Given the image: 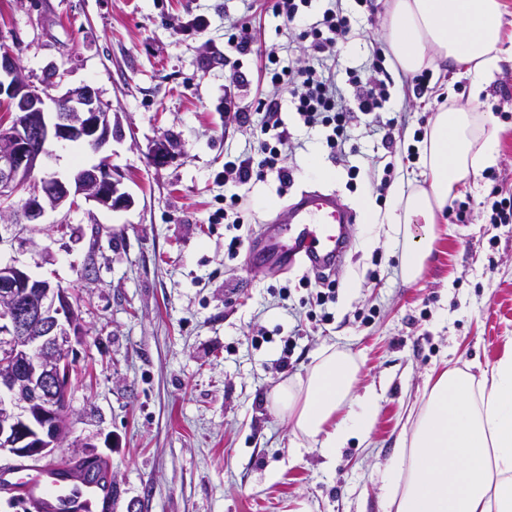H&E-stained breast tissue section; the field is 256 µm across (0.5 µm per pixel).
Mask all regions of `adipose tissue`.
Here are the masks:
<instances>
[{
  "label": "adipose tissue",
  "mask_w": 512,
  "mask_h": 512,
  "mask_svg": "<svg viewBox=\"0 0 512 512\" xmlns=\"http://www.w3.org/2000/svg\"><path fill=\"white\" fill-rule=\"evenodd\" d=\"M501 0H386L384 50L402 73L452 64L480 96L503 60L506 35ZM489 118L444 102L424 131L420 178L396 190L387 211L366 208L365 221L403 238L404 281L423 273L436 234L434 224L458 188L497 159ZM423 225L422 238L410 227ZM360 371L350 352H321L305 376L273 389L298 447L319 446L326 465L375 419L374 394L355 395ZM384 512H512V349L481 376L444 368L428 380L411 434L382 478Z\"/></svg>",
  "instance_id": "1"
}]
</instances>
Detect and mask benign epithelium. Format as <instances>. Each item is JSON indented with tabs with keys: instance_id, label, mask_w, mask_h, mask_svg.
Masks as SVG:
<instances>
[{
	"instance_id": "1",
	"label": "benign epithelium",
	"mask_w": 512,
	"mask_h": 512,
	"mask_svg": "<svg viewBox=\"0 0 512 512\" xmlns=\"http://www.w3.org/2000/svg\"><path fill=\"white\" fill-rule=\"evenodd\" d=\"M55 87V74L46 73L37 86L13 52H0V97L15 112L9 126H0V199L30 187L10 211L18 226L38 223L48 209L71 210L80 198L109 209L129 200L104 159L67 180L35 181L52 156L50 141L80 142L98 152L112 139V112L93 86L53 95ZM48 100L55 107L50 118ZM73 335L79 336L78 313L64 288L0 265V454L39 461L59 447L65 422L57 399L69 383Z\"/></svg>"
}]
</instances>
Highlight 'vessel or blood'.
<instances>
[{
    "instance_id": "obj_1",
    "label": "vessel or blood",
    "mask_w": 512,
    "mask_h": 512,
    "mask_svg": "<svg viewBox=\"0 0 512 512\" xmlns=\"http://www.w3.org/2000/svg\"><path fill=\"white\" fill-rule=\"evenodd\" d=\"M354 222L332 192H305L288 208V219L248 246L251 259L289 264L306 258L311 267L340 264L350 245ZM20 488L37 502L41 512H97L106 491L102 485L87 484L73 490L66 475L56 467L32 469L21 465L0 473V488Z\"/></svg>"
}]
</instances>
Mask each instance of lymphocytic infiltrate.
Here are the masks:
<instances>
[{
  "instance_id": "obj_1",
  "label": "lymphocytic infiltrate",
  "mask_w": 512,
  "mask_h": 512,
  "mask_svg": "<svg viewBox=\"0 0 512 512\" xmlns=\"http://www.w3.org/2000/svg\"><path fill=\"white\" fill-rule=\"evenodd\" d=\"M311 0H272L270 9L283 20L285 28L295 30L296 53L281 60L278 47L265 51L262 79L268 90L257 100L262 115L260 133L251 154L224 157V185L230 190L224 198V210L234 216L233 227L243 222L246 202L239 186L265 181L276 175L280 184L293 181L285 164V152L292 147V134L281 116V92L289 100L303 127L320 129L332 158L348 163L349 178H357L359 166L348 159L360 155L355 130L362 121L382 127V145L389 155L415 158V149L405 146L404 134L398 133L397 119H382L389 110L392 82L387 78L380 47H373L366 59L352 65L342 57V49L355 35L357 17L347 0H326L316 20H309L305 9ZM255 36L251 24L242 18H225L224 45L228 50L224 63L240 70L241 59L253 52Z\"/></svg>"
}]
</instances>
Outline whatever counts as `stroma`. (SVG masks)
Masks as SVG:
<instances>
[{
  "label": "stroma",
  "mask_w": 512,
  "mask_h": 512,
  "mask_svg": "<svg viewBox=\"0 0 512 512\" xmlns=\"http://www.w3.org/2000/svg\"><path fill=\"white\" fill-rule=\"evenodd\" d=\"M198 14L209 27L188 30ZM228 15L250 21L257 48L296 43L294 32L278 30L266 0H0V50L13 51L33 82L50 69L61 89L93 85L117 124L98 153L52 143L42 176L66 178L105 160L131 198L111 210L83 201L49 211L22 231L0 219V264L68 288L78 306L68 431L45 462L104 459L117 486L108 512H295L301 503L311 512H382L384 467L430 370L480 375L512 341V224L438 214L433 252L407 283L401 242L356 221L328 323L302 303L298 280L313 275L311 266L227 259L224 227L211 221L224 206V154L249 152L258 133L253 122L224 123ZM384 65L394 81L391 111L415 131L420 101L394 62ZM431 84L471 101L469 80L454 72ZM503 85L512 87L511 60L471 102L512 114ZM284 120L307 143L286 157L288 188L273 175L241 186L251 209L240 233L252 241L301 191H336L357 212L375 196L365 174L347 189V169L319 131L291 113ZM159 142L167 156L155 154ZM314 158L329 178L309 174ZM330 346L356 357V394L378 400L369 436L350 439L328 468L318 449L294 448L272 390L305 375Z\"/></svg>",
  "instance_id": "stroma-1"
}]
</instances>
